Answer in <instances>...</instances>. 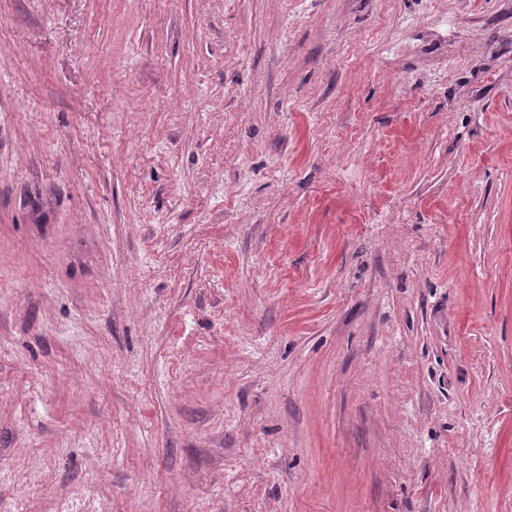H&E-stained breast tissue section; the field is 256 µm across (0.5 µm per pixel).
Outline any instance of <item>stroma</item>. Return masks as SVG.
I'll return each instance as SVG.
<instances>
[{
  "mask_svg": "<svg viewBox=\"0 0 512 512\" xmlns=\"http://www.w3.org/2000/svg\"><path fill=\"white\" fill-rule=\"evenodd\" d=\"M0 512H512V0H0Z\"/></svg>",
  "mask_w": 512,
  "mask_h": 512,
  "instance_id": "stroma-1",
  "label": "stroma"
}]
</instances>
